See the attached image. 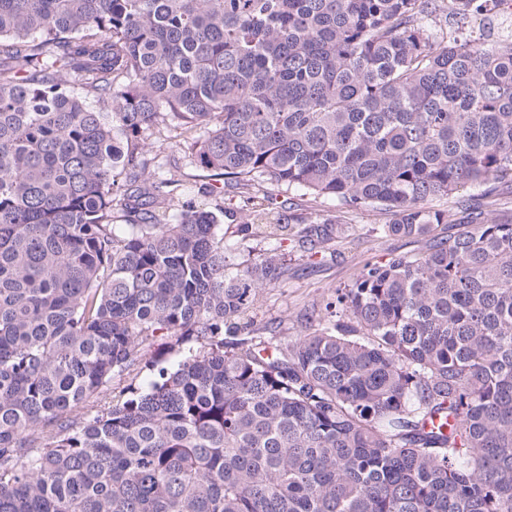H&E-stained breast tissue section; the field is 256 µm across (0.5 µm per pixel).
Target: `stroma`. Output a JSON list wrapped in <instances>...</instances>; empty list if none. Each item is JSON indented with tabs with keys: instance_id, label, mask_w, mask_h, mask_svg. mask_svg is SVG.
<instances>
[{
	"instance_id": "stroma-1",
	"label": "stroma",
	"mask_w": 512,
	"mask_h": 512,
	"mask_svg": "<svg viewBox=\"0 0 512 512\" xmlns=\"http://www.w3.org/2000/svg\"><path fill=\"white\" fill-rule=\"evenodd\" d=\"M144 141L150 154L165 156L169 164L178 166L184 173L185 198L202 207L210 206L209 181L189 165L183 152L171 149L164 135L159 133L145 136ZM341 215L345 232L334 239L324 257L312 261L306 252L293 248L290 264L295 277L289 279L286 287L262 291L249 310L248 319L271 328L272 341L294 340L303 331L307 317L333 299L335 290L349 283L365 262L387 253H407L417 247L416 242L404 237H390L379 245L367 238L370 227L390 223L388 213L364 207Z\"/></svg>"
}]
</instances>
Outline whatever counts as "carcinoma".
<instances>
[{
    "label": "carcinoma",
    "instance_id": "obj_1",
    "mask_svg": "<svg viewBox=\"0 0 512 512\" xmlns=\"http://www.w3.org/2000/svg\"><path fill=\"white\" fill-rule=\"evenodd\" d=\"M439 8L0 0V512H512V223L462 199L448 238L429 206L512 186V38H450ZM160 126L208 128L178 147L214 209L150 169ZM267 184L424 244L271 343L244 316L292 278L284 243L342 229L265 194L242 254L226 189ZM460 198L457 196L444 197L430 203V206L435 209L448 211V224L444 226V235L453 236L467 226V224H463L466 223V218H464L465 214L460 211L458 203ZM143 363L134 367V370L129 374H124L120 378H116L112 382L111 389L107 392L106 397H112V400H117L123 397V393L127 389V387L132 385H138L145 379L147 371L143 368Z\"/></svg>",
    "mask_w": 512,
    "mask_h": 512
}]
</instances>
